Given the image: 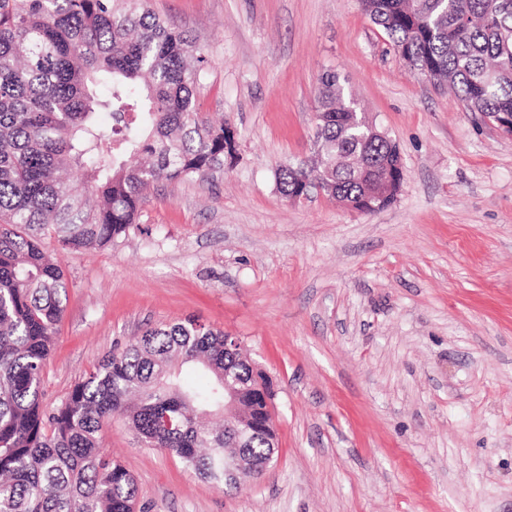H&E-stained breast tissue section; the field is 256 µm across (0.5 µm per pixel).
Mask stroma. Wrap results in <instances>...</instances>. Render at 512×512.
<instances>
[{
	"mask_svg": "<svg viewBox=\"0 0 512 512\" xmlns=\"http://www.w3.org/2000/svg\"><path fill=\"white\" fill-rule=\"evenodd\" d=\"M205 58L197 107L236 134L214 180L146 191L128 236L58 252L55 407L98 361L184 320L272 381L278 456L219 490L120 418L101 440L146 512H512V137L410 70L360 0H149ZM398 144L404 185L361 213L276 189L310 160L320 74Z\"/></svg>",
	"mask_w": 512,
	"mask_h": 512,
	"instance_id": "35a3bbf8",
	"label": "stroma"
}]
</instances>
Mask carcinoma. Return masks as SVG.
Listing matches in <instances>:
<instances>
[{
    "label": "carcinoma",
    "instance_id": "cac0c4a2",
    "mask_svg": "<svg viewBox=\"0 0 512 512\" xmlns=\"http://www.w3.org/2000/svg\"><path fill=\"white\" fill-rule=\"evenodd\" d=\"M406 65L472 116L512 113V0H361ZM205 58L148 0H0V512H136L134 477L102 448L123 418L147 446L217 489L247 461L258 473L277 432L249 363L224 331L186 319L106 356L54 408L43 372L67 296L57 254L97 249L137 224L143 191L224 169L236 135L199 112ZM106 86L102 100L98 88ZM312 163L278 169L287 199L318 190L365 212L400 195L397 144L362 115L345 79L316 86ZM111 115L106 130L100 114ZM253 429L224 436V370Z\"/></svg>",
    "mask_w": 512,
    "mask_h": 512
}]
</instances>
